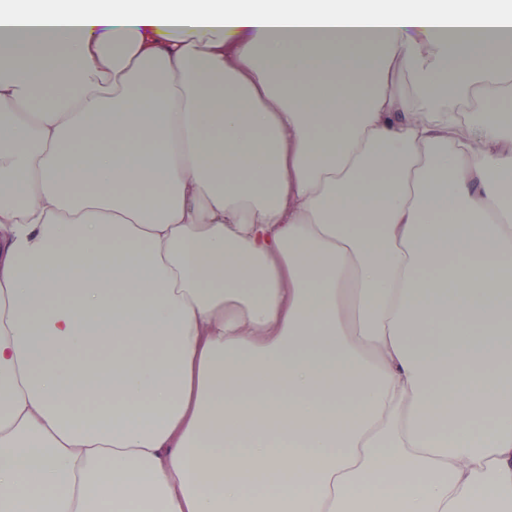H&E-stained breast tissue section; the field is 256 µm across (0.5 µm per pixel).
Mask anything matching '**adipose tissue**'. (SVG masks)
Instances as JSON below:
<instances>
[{"mask_svg": "<svg viewBox=\"0 0 512 512\" xmlns=\"http://www.w3.org/2000/svg\"><path fill=\"white\" fill-rule=\"evenodd\" d=\"M0 51V512H512V0H0Z\"/></svg>", "mask_w": 512, "mask_h": 512, "instance_id": "obj_1", "label": "adipose tissue"}]
</instances>
